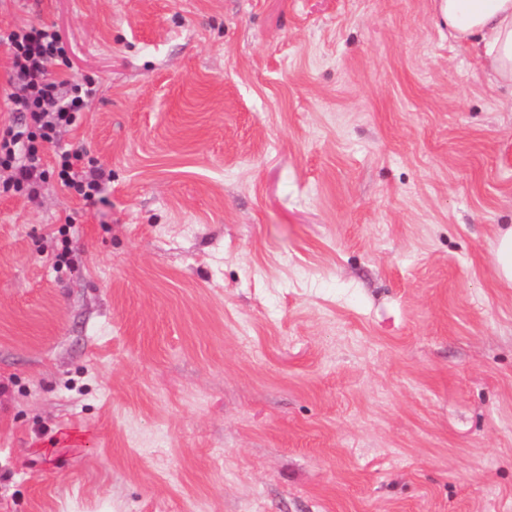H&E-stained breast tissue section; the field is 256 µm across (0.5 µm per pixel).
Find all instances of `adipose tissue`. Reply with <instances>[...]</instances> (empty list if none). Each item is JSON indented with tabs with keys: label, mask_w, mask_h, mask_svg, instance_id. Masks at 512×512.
I'll return each mask as SVG.
<instances>
[{
	"label": "adipose tissue",
	"mask_w": 512,
	"mask_h": 512,
	"mask_svg": "<svg viewBox=\"0 0 512 512\" xmlns=\"http://www.w3.org/2000/svg\"><path fill=\"white\" fill-rule=\"evenodd\" d=\"M448 36L482 58L492 77L512 84V0H439Z\"/></svg>",
	"instance_id": "adipose-tissue-1"
}]
</instances>
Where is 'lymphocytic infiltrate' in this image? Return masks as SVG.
Listing matches in <instances>:
<instances>
[{
	"instance_id": "f902f5d3",
	"label": "lymphocytic infiltrate",
	"mask_w": 512,
	"mask_h": 512,
	"mask_svg": "<svg viewBox=\"0 0 512 512\" xmlns=\"http://www.w3.org/2000/svg\"><path fill=\"white\" fill-rule=\"evenodd\" d=\"M11 61L7 101L13 114L0 133V167L10 168L6 191L32 192L38 180L54 175L67 191L94 201L105 171L84 148L62 152L51 169L43 167V148L55 144L61 129L71 126L85 111L96 88L92 81L63 85L51 67L66 58L67 48L55 27L38 25L0 34Z\"/></svg>"
}]
</instances>
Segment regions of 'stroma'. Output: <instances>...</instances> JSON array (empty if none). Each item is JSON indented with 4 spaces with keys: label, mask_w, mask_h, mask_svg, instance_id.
Masks as SVG:
<instances>
[{
    "label": "stroma",
    "mask_w": 512,
    "mask_h": 512,
    "mask_svg": "<svg viewBox=\"0 0 512 512\" xmlns=\"http://www.w3.org/2000/svg\"><path fill=\"white\" fill-rule=\"evenodd\" d=\"M40 24L111 178L0 195V512H512V87L434 0ZM495 256L500 274L512 281V226L501 232Z\"/></svg>",
    "instance_id": "obj_1"
}]
</instances>
